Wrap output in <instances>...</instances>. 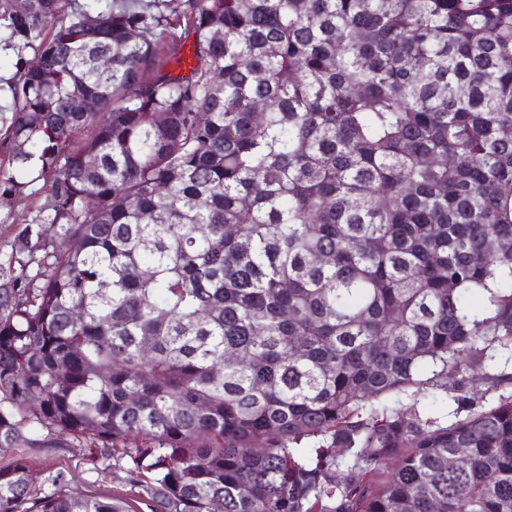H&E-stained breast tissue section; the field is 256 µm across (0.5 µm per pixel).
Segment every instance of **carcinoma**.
<instances>
[{
	"label": "carcinoma",
	"mask_w": 512,
	"mask_h": 512,
	"mask_svg": "<svg viewBox=\"0 0 512 512\" xmlns=\"http://www.w3.org/2000/svg\"><path fill=\"white\" fill-rule=\"evenodd\" d=\"M0 31V195L42 185L16 242L54 243L0 290V448L67 435L132 492L20 455L0 512H512V0H0ZM3 43L0 44V59L2 60V67H0V124L5 122V118L10 116V112L7 110L10 105V98L6 91L5 79L13 75V70L7 66L8 57H11V51H5L3 49Z\"/></svg>",
	"instance_id": "1"
}]
</instances>
